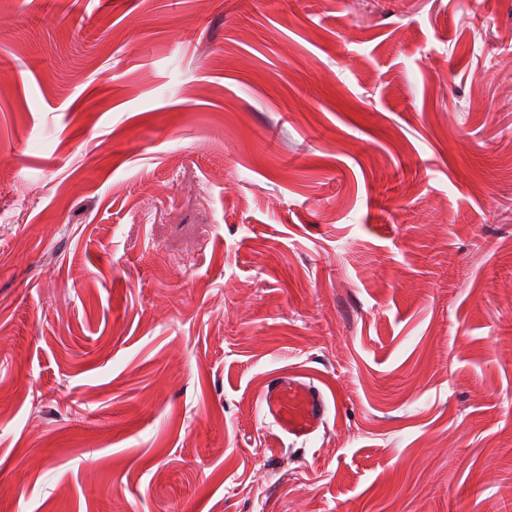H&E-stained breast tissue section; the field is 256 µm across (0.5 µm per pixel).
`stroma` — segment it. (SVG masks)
Masks as SVG:
<instances>
[{
  "label": "stroma",
  "instance_id": "35a3bbf8",
  "mask_svg": "<svg viewBox=\"0 0 512 512\" xmlns=\"http://www.w3.org/2000/svg\"><path fill=\"white\" fill-rule=\"evenodd\" d=\"M0 512H512V0H0ZM260 409L280 432L308 440L327 423V400L313 383L277 374L268 380Z\"/></svg>",
  "mask_w": 512,
  "mask_h": 512
}]
</instances>
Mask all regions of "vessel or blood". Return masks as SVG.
I'll return each mask as SVG.
<instances>
[{"mask_svg":"<svg viewBox=\"0 0 512 512\" xmlns=\"http://www.w3.org/2000/svg\"><path fill=\"white\" fill-rule=\"evenodd\" d=\"M260 409L264 419L280 432L309 439L327 423V400L313 383L294 376L275 375L263 391Z\"/></svg>","mask_w":512,"mask_h":512,"instance_id":"vessel-or-blood-1","label":"vessel or blood"}]
</instances>
